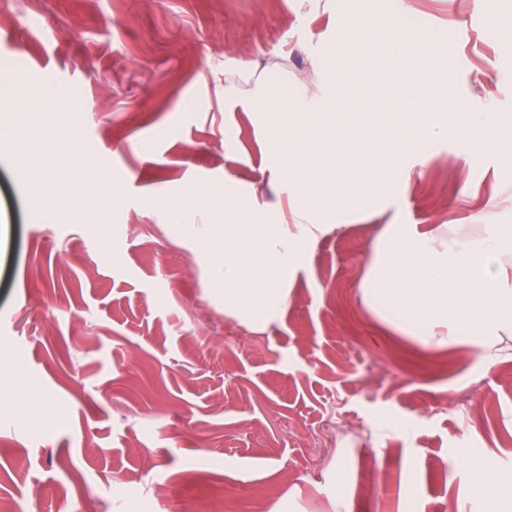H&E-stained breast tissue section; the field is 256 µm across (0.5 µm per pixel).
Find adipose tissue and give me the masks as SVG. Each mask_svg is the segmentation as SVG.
Listing matches in <instances>:
<instances>
[{"instance_id": "adipose-tissue-1", "label": "adipose tissue", "mask_w": 512, "mask_h": 512, "mask_svg": "<svg viewBox=\"0 0 512 512\" xmlns=\"http://www.w3.org/2000/svg\"><path fill=\"white\" fill-rule=\"evenodd\" d=\"M30 133L23 120L0 124V142L18 148V167L41 175L42 153L31 145ZM45 139L56 164L76 162L83 180L100 183L96 168L75 157L74 127L47 128ZM100 185L104 208L120 211L122 193L111 183ZM360 288L373 310L401 333L430 346L470 345L484 366L492 367L503 353L504 335L512 333V225L490 224L450 241L438 229L379 225ZM469 483L481 512H512V488L487 495L490 479L480 455L469 461Z\"/></svg>"}]
</instances>
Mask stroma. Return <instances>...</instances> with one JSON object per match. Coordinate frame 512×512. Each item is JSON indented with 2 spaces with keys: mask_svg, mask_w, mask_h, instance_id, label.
I'll use <instances>...</instances> for the list:
<instances>
[{
  "mask_svg": "<svg viewBox=\"0 0 512 512\" xmlns=\"http://www.w3.org/2000/svg\"><path fill=\"white\" fill-rule=\"evenodd\" d=\"M386 15L391 0H0V120L76 93L78 156L123 179L124 210L53 168L56 196L17 176L0 148V496L39 484L38 512H460L464 465L512 481V355L485 368L465 345L425 347L382 320L359 281L373 227L399 221L512 224V154L420 145L398 209L367 195L321 236L282 317L252 332L224 313L210 270L152 198L194 183L257 192L276 210L258 113L224 108V73L255 58L269 78L320 82L338 9ZM449 52V97L512 118V0H402ZM232 144H225V131ZM22 362L28 387L11 380ZM52 403L55 419L16 416ZM392 451L369 489L363 459ZM94 493L88 508L76 495Z\"/></svg>",
  "mask_w": 512,
  "mask_h": 512,
  "instance_id": "obj_1",
  "label": "stroma"
}]
</instances>
